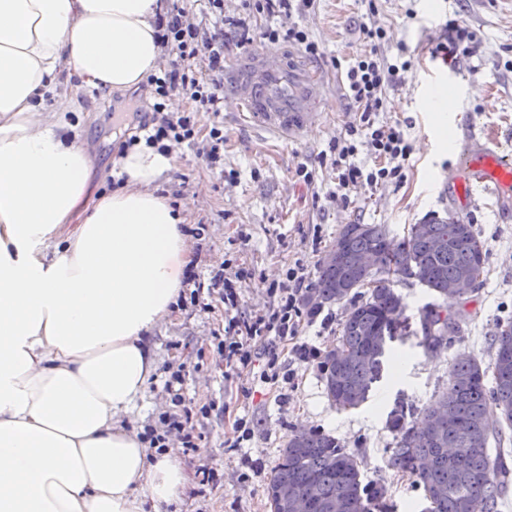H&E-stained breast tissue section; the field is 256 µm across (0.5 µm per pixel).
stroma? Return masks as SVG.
<instances>
[{
	"label": "stroma",
	"instance_id": "obj_1",
	"mask_svg": "<svg viewBox=\"0 0 512 512\" xmlns=\"http://www.w3.org/2000/svg\"><path fill=\"white\" fill-rule=\"evenodd\" d=\"M377 7V22L393 36L386 52L404 51L412 61L402 83L389 88L388 107L381 115L382 121L401 125L413 146L402 184L358 191L345 207L326 199L336 175L318 164L329 141L344 135L355 119L334 63L348 61L365 48L358 37L365 0H316L312 8L292 13V23L319 45L313 57L297 47L291 50L293 58L323 72L326 92L318 125L287 143L224 113V169L219 172L207 168L201 157L207 147L204 135L218 119L192 109L194 117H205L206 122L194 143L176 147L177 164L158 184L159 194L187 208L192 283L176 314L155 331L159 371L137 422L159 426L161 414L172 410L165 390L169 381L192 408L193 447L177 439L170 442L189 477L181 512H269L266 484L289 435L300 429L324 430L358 453L365 479L388 489L387 512H423L422 491L386 466L393 437L385 420L397 401L420 408L448 389L449 352L428 354L418 345L420 309L432 300L425 288L395 283L408 305L405 334L394 343L405 363L376 384L360 408L340 412L325 395L319 361L294 363L291 383L276 387L261 383L257 374H237L227 367L222 291L211 285L215 274L247 272L239 309L248 315L260 313L271 302L269 283L297 261L317 273L343 225L383 224L390 238L399 240L409 225L455 211L473 224L488 257L483 284L462 303L459 348L490 363V342L503 319L512 318V208H500L496 198L486 196L475 207L459 209L448 181L473 132L496 128L494 150L512 155V0H378ZM409 8L415 10V20H406ZM451 19L472 31L476 43L473 57L448 66L431 58L430 50L445 40L444 25ZM444 67L450 79L428 80V70ZM440 92L454 101L450 144L437 115L425 106ZM151 100L146 86L132 92H80L81 110L68 118L95 161L98 191H109L112 164L120 154L113 114L123 113L125 128L136 127L138 111ZM303 164L315 169L314 185L297 177ZM317 234L322 237L318 245L313 242ZM199 282L204 285L200 291L195 288ZM241 417L253 422L254 435L234 448L233 424ZM246 458L256 462L254 472H245ZM206 470L211 479H203Z\"/></svg>",
	"mask_w": 512,
	"mask_h": 512
}]
</instances>
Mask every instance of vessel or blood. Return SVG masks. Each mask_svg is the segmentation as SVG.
I'll return each mask as SVG.
<instances>
[{"label": "vessel or blood", "mask_w": 512, "mask_h": 512, "mask_svg": "<svg viewBox=\"0 0 512 512\" xmlns=\"http://www.w3.org/2000/svg\"><path fill=\"white\" fill-rule=\"evenodd\" d=\"M322 85L319 71L291 64L287 51H261L239 65L224 89V106L288 140L317 123ZM482 138L452 172L459 198L469 207L483 196L502 198L512 193V157L489 149V142L496 139L494 132L485 131Z\"/></svg>", "instance_id": "vessel-or-blood-1"}]
</instances>
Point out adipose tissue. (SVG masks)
<instances>
[{
  "label": "adipose tissue",
  "instance_id": "obj_1",
  "mask_svg": "<svg viewBox=\"0 0 512 512\" xmlns=\"http://www.w3.org/2000/svg\"><path fill=\"white\" fill-rule=\"evenodd\" d=\"M161 9L0 0V512H164L185 493L131 420L191 261L182 208L156 192L177 158L136 144L95 194L67 119L80 90L158 70Z\"/></svg>",
  "mask_w": 512,
  "mask_h": 512
}]
</instances>
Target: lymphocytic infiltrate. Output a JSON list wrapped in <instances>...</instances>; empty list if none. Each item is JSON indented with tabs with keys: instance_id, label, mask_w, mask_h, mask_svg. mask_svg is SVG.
<instances>
[{
	"instance_id": "f902f5d3",
	"label": "lymphocytic infiltrate",
	"mask_w": 512,
	"mask_h": 512,
	"mask_svg": "<svg viewBox=\"0 0 512 512\" xmlns=\"http://www.w3.org/2000/svg\"><path fill=\"white\" fill-rule=\"evenodd\" d=\"M212 26L191 20L188 11L174 0L171 8L158 17L157 36L169 57L167 67L149 75L147 84L153 91L152 117L140 120L138 129L144 132L148 144L159 151L194 140L196 131L187 111L174 110L172 96L205 107L213 114L224 110V28L232 26L238 48H249L254 37L249 24L242 18L224 15V0H208ZM359 33L370 45L367 53L356 55L345 72V92L357 114L345 135L330 140L326 152L320 153V163L329 164L336 172V186L329 191L330 199L349 203L352 192L376 190L389 183H401L404 166L413 151L400 125L380 121L387 109L389 87L401 82L412 64L402 56H387L384 47L391 40L389 32L372 21H361ZM366 151L371 164L357 163L359 151ZM224 359L237 372L250 370L256 356H263L260 380L276 384L292 379L274 344L291 342L295 360L316 359V346L300 339L304 325L315 324L319 310L308 308L306 300L312 286L310 273L302 264L289 267L284 280L270 283L268 292L274 297L273 306L254 316L239 315L240 281L224 278ZM266 344L257 352L256 341Z\"/></svg>"
}]
</instances>
